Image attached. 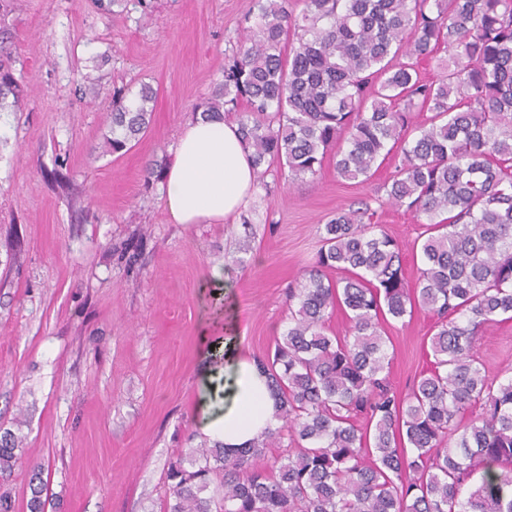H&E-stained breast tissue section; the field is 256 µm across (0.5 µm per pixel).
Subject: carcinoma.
Returning <instances> with one entry per match:
<instances>
[{"mask_svg": "<svg viewBox=\"0 0 512 512\" xmlns=\"http://www.w3.org/2000/svg\"><path fill=\"white\" fill-rule=\"evenodd\" d=\"M300 3L255 0L254 27L197 109L241 110L259 181L274 165L314 177L333 147L348 180L393 162L388 201L425 217L421 267L409 287L403 245L369 208L336 212L288 289V329L257 361L281 425L232 454L195 448L189 469L170 460L165 512H512V375L473 355L482 326L512 320V0ZM7 16L0 0V112L21 92ZM442 53L439 75L421 77ZM154 97L116 94L110 152L147 131ZM417 307L435 319L431 367L400 394L382 322ZM338 310L349 329L329 335Z\"/></svg>", "mask_w": 512, "mask_h": 512, "instance_id": "carcinoma-1", "label": "carcinoma"}]
</instances>
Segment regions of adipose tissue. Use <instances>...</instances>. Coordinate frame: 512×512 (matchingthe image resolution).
I'll return each mask as SVG.
<instances>
[{
  "label": "adipose tissue",
  "instance_id": "ef3b65f1",
  "mask_svg": "<svg viewBox=\"0 0 512 512\" xmlns=\"http://www.w3.org/2000/svg\"><path fill=\"white\" fill-rule=\"evenodd\" d=\"M256 178L235 122L197 118L186 125L164 171L162 193L175 224H221L235 217L253 192ZM276 397L255 362L224 365L223 410L201 430L234 450L261 441L277 427Z\"/></svg>",
  "mask_w": 512,
  "mask_h": 512
}]
</instances>
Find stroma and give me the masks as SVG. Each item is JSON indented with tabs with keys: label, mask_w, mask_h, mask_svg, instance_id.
Returning <instances> with one entry per match:
<instances>
[{
	"label": "stroma",
	"mask_w": 512,
	"mask_h": 512,
	"mask_svg": "<svg viewBox=\"0 0 512 512\" xmlns=\"http://www.w3.org/2000/svg\"><path fill=\"white\" fill-rule=\"evenodd\" d=\"M17 0L15 75L0 112V440L18 450L0 492L26 512L33 465L48 463L47 512H164L167 463L205 437L221 404L222 351L256 360L288 328V286L313 265L323 226L367 201L412 244L418 218L367 183L275 166L225 224L169 223L152 164L169 163L194 107L254 24V0ZM157 96L132 148L102 152L115 88ZM221 279H214V272ZM433 320H388L390 381L430 365ZM474 354L512 373V321L482 327Z\"/></svg>",
	"instance_id": "stroma-1"
}]
</instances>
